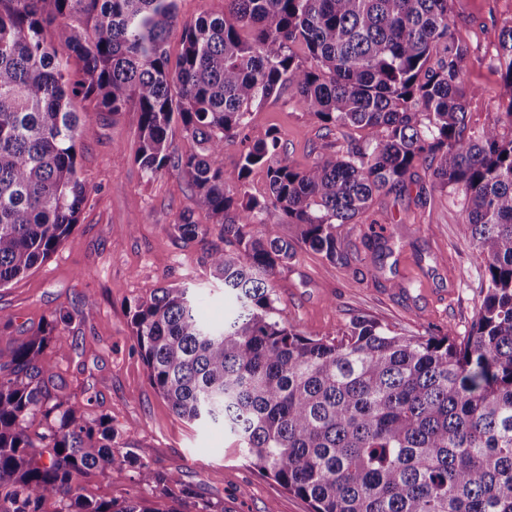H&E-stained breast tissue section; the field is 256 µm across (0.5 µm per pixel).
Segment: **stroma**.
Masks as SVG:
<instances>
[{
	"mask_svg": "<svg viewBox=\"0 0 512 512\" xmlns=\"http://www.w3.org/2000/svg\"><path fill=\"white\" fill-rule=\"evenodd\" d=\"M456 36L469 48L463 80L470 88V125L482 127L508 97L495 68L500 35L512 21V0H451ZM288 87L251 108L252 127L276 132L296 168L318 155L345 149L362 131L325 134L290 97ZM140 132L132 113L94 112L80 140L82 176L91 188L80 220L49 259L0 288V348L36 334L55 313L70 312L62 336L70 347L56 356L55 393L88 403L90 416L112 419L115 456L133 453L178 474L194 502L162 507L196 512H311L307 501L263 477L245 462L232 436L176 416L151 387L136 353L130 319L136 302L156 288H193L201 316L223 322L233 308L223 283L204 274V248L177 239L170 226L190 204L191 187L178 170L148 177L135 161ZM463 196L434 186L429 162H420L404 190L380 195L337 235L348 264L299 247L274 278L275 305L286 323L315 337L346 332L363 315L406 335L428 329L469 331L485 282L481 260L463 233ZM92 499L122 502L149 497L136 473L124 469L84 478Z\"/></svg>",
	"mask_w": 512,
	"mask_h": 512,
	"instance_id": "1",
	"label": "stroma"
}]
</instances>
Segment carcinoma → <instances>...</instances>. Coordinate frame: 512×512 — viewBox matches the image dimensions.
Instances as JSON below:
<instances>
[{
    "label": "carcinoma",
    "instance_id": "cac0c4a2",
    "mask_svg": "<svg viewBox=\"0 0 512 512\" xmlns=\"http://www.w3.org/2000/svg\"><path fill=\"white\" fill-rule=\"evenodd\" d=\"M449 2L224 0V12L183 24L172 68L176 0H0V287L43 263L88 199L72 101L131 112L140 168L179 169L192 187L174 236L205 248L236 301L219 327L202 322L189 287L134 306L137 351L171 410L223 426L250 466L312 512H512V24L496 58L508 105L475 130ZM285 84L326 134L367 137L294 168L280 137L246 120ZM175 127L197 150L174 146ZM227 144L240 146L233 188L208 162ZM429 157L434 183L462 194L484 267L467 336H406L355 316L341 337L313 338L280 319L272 282L296 245L347 262L336 225L404 188ZM263 164L259 199L246 179ZM282 216L296 239L280 234ZM69 321L61 313L0 349V512H42L50 499L57 512H175L83 494L85 477L124 461L111 420L52 393ZM134 464L155 497H189L177 474Z\"/></svg>",
    "mask_w": 512,
    "mask_h": 512
}]
</instances>
